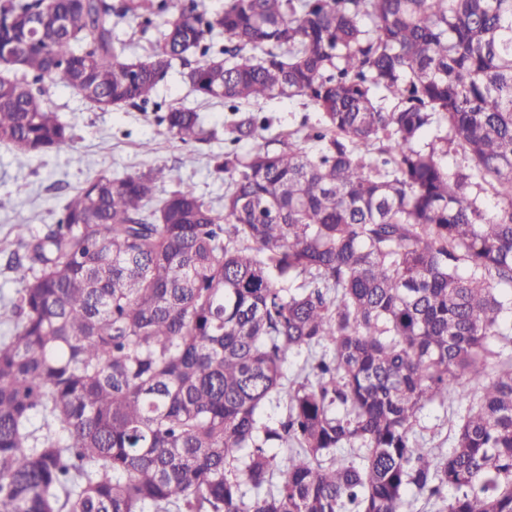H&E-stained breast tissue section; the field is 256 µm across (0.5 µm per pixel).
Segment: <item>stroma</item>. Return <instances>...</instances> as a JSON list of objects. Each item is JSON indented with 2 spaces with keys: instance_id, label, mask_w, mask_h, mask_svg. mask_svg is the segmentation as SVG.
I'll list each match as a JSON object with an SVG mask.
<instances>
[{
  "instance_id": "stroma-1",
  "label": "stroma",
  "mask_w": 512,
  "mask_h": 512,
  "mask_svg": "<svg viewBox=\"0 0 512 512\" xmlns=\"http://www.w3.org/2000/svg\"><path fill=\"white\" fill-rule=\"evenodd\" d=\"M157 97L165 105L196 110L205 128L216 130V138L188 148L166 134L154 112L133 108L103 112L69 89L46 85L45 98L70 127L73 143L23 166L11 148L0 144V297L12 296L17 287L7 263L19 248L18 230L41 233L45 225L56 222L67 197L98 175L123 176L163 166L170 177L159 184L157 197L166 196L183 181L214 205H222L226 182L215 172L212 159L231 146L223 130L234 121V114L225 111L223 102L202 100L184 81L178 64L159 86ZM259 108L269 124L264 133L268 139L321 123L320 113L299 98L269 99ZM190 152L195 155L191 164L185 161ZM466 406V401L453 396L447 408L431 405L424 409L420 425L435 452H448L456 418Z\"/></svg>"
}]
</instances>
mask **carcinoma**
Segmentation results:
<instances>
[{
    "mask_svg": "<svg viewBox=\"0 0 512 512\" xmlns=\"http://www.w3.org/2000/svg\"><path fill=\"white\" fill-rule=\"evenodd\" d=\"M114 17L156 29L151 53L116 50ZM177 60L239 114L232 143L266 128L245 103L301 97L323 124L214 157L220 208L188 183L156 199V166L17 227L0 508L512 512V358L486 371L512 344V0H0V142L21 165L71 146L45 82L205 141L155 99ZM450 394L469 405L437 454L420 414Z\"/></svg>",
    "mask_w": 512,
    "mask_h": 512,
    "instance_id": "obj_1",
    "label": "carcinoma"
}]
</instances>
